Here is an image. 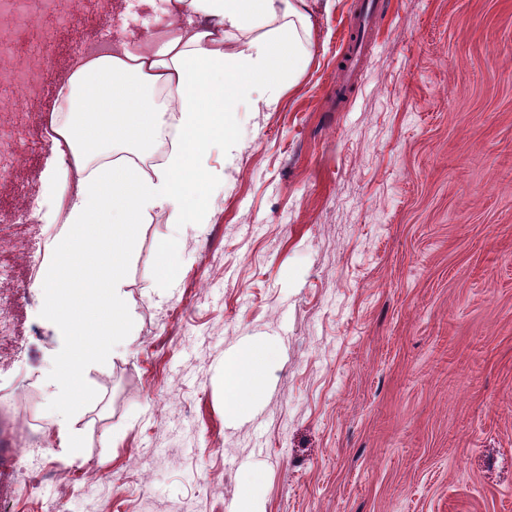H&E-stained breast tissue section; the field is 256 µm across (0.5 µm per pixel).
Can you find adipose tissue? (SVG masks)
Here are the masks:
<instances>
[{"label": "adipose tissue", "mask_w": 512, "mask_h": 512, "mask_svg": "<svg viewBox=\"0 0 512 512\" xmlns=\"http://www.w3.org/2000/svg\"><path fill=\"white\" fill-rule=\"evenodd\" d=\"M168 2L154 27L122 28L61 80L49 126L63 145L45 175L42 218L67 227L34 284L65 338L47 382L57 393L134 339L124 284L139 224L158 213L207 223L218 175L200 157L214 139L233 141L244 101L296 85L313 55L307 0ZM164 133L170 150L143 167ZM278 353L276 341H256L225 360L226 416L263 400Z\"/></svg>", "instance_id": "1"}]
</instances>
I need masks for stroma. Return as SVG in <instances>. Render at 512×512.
Returning a JSON list of instances; mask_svg holds the SVG:
<instances>
[{"mask_svg":"<svg viewBox=\"0 0 512 512\" xmlns=\"http://www.w3.org/2000/svg\"><path fill=\"white\" fill-rule=\"evenodd\" d=\"M360 0H311L297 87L243 106L215 141L208 223L157 214L125 272L136 339L72 403L81 456L57 454L43 384L61 345L40 301L0 340V406L45 438L0 512H512V0H383L344 102L334 94ZM41 95L0 172V292L25 288L65 226L23 215L70 54L104 52L73 0ZM179 235L181 273L149 275ZM281 346L262 405L231 422L220 371L242 342ZM261 497L262 481L259 476H254L243 482L240 489V499L244 508L240 512H262L256 511Z\"/></svg>","mask_w":512,"mask_h":512,"instance_id":"35a3bbf8","label":"stroma"}]
</instances>
